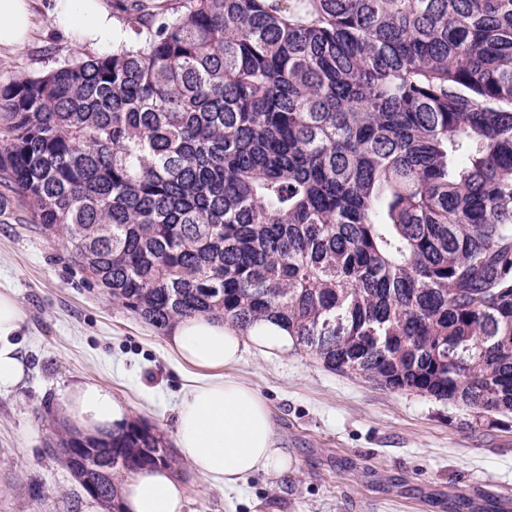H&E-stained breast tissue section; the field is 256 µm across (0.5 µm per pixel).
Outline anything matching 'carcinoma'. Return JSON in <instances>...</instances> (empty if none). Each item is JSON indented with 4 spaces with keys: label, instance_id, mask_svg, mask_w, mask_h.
Listing matches in <instances>:
<instances>
[{
    "label": "carcinoma",
    "instance_id": "cac0c4a2",
    "mask_svg": "<svg viewBox=\"0 0 512 512\" xmlns=\"http://www.w3.org/2000/svg\"><path fill=\"white\" fill-rule=\"evenodd\" d=\"M0 180L158 330L270 318L340 374L512 412V0H180L0 83ZM67 465L173 470L139 421Z\"/></svg>",
    "mask_w": 512,
    "mask_h": 512
}]
</instances>
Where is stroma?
<instances>
[{
  "label": "stroma",
  "instance_id": "35a3bbf8",
  "mask_svg": "<svg viewBox=\"0 0 512 512\" xmlns=\"http://www.w3.org/2000/svg\"><path fill=\"white\" fill-rule=\"evenodd\" d=\"M47 0L24 48L0 50V79L37 75L80 56L54 25ZM0 188V292L18 302L14 343L22 381L0 389V512H105L72 477L48 437L63 424L57 403L71 384H108L132 419L175 439L184 385L164 333L112 301L92 275ZM231 373L267 403L280 475L256 473L216 489L177 460L185 512H512V414L480 417L411 392H393L325 368L305 351L246 349Z\"/></svg>",
  "mask_w": 512,
  "mask_h": 512
}]
</instances>
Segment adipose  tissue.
I'll return each mask as SVG.
<instances>
[{
    "mask_svg": "<svg viewBox=\"0 0 512 512\" xmlns=\"http://www.w3.org/2000/svg\"><path fill=\"white\" fill-rule=\"evenodd\" d=\"M35 0H0V47H20L30 38ZM54 21L78 46L116 45L126 34L104 0H55ZM16 300L0 294V388L20 381L24 366L12 342L20 329ZM166 343L180 363L194 367L176 409L178 456L216 487L236 485L255 472L280 474L288 462L277 445L270 411L256 390L227 375L246 345L265 355H285L294 340L281 324L264 320L241 331L208 316L184 318L167 331ZM59 412L67 427L85 436L121 431L127 405L99 382H78L66 389ZM124 512H184L183 490L164 468L140 471L121 484Z\"/></svg>",
    "mask_w": 512,
    "mask_h": 512,
    "instance_id": "adipose-tissue-1",
    "label": "adipose tissue"
}]
</instances>
